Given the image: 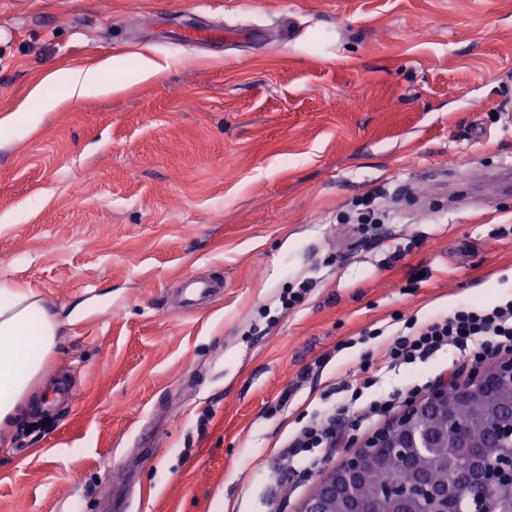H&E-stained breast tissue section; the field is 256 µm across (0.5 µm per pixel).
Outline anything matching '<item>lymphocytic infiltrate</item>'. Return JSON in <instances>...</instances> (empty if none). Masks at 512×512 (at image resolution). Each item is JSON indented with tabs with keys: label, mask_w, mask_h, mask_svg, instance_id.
I'll use <instances>...</instances> for the list:
<instances>
[{
	"label": "lymphocytic infiltrate",
	"mask_w": 512,
	"mask_h": 512,
	"mask_svg": "<svg viewBox=\"0 0 512 512\" xmlns=\"http://www.w3.org/2000/svg\"><path fill=\"white\" fill-rule=\"evenodd\" d=\"M448 348L457 350L462 360L471 363L512 351V299L485 306L462 303L423 320L406 319L383 343L361 353L350 386L349 405L358 406L359 418L365 422L386 416L395 407L417 398L422 387L415 384L364 400L365 390L375 383V373L426 360ZM341 438L342 429L335 415L311 414L285 444L289 471L318 469L338 449Z\"/></svg>",
	"instance_id": "lymphocytic-infiltrate-1"
}]
</instances>
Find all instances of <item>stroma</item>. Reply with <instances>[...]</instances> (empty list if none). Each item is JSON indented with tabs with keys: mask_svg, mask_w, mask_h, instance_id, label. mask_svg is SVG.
I'll return each instance as SVG.
<instances>
[{
	"mask_svg": "<svg viewBox=\"0 0 512 512\" xmlns=\"http://www.w3.org/2000/svg\"><path fill=\"white\" fill-rule=\"evenodd\" d=\"M140 54L161 73L66 98ZM509 94L512 0H0V281L61 326L0 512H297L298 419L339 412L340 458L373 431L341 410L360 337L512 298V190L452 192L512 166ZM191 275L223 298L180 310ZM101 72L98 68L69 70L65 75L66 98L81 99L112 91V86L103 82Z\"/></svg>",
	"mask_w": 512,
	"mask_h": 512,
	"instance_id": "35a3bbf8",
	"label": "stroma"
}]
</instances>
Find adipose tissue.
I'll return each mask as SVG.
<instances>
[{
	"instance_id": "1",
	"label": "adipose tissue",
	"mask_w": 512,
	"mask_h": 512,
	"mask_svg": "<svg viewBox=\"0 0 512 512\" xmlns=\"http://www.w3.org/2000/svg\"><path fill=\"white\" fill-rule=\"evenodd\" d=\"M59 336L55 314L34 292L0 283V430L21 415Z\"/></svg>"
}]
</instances>
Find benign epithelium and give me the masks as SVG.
<instances>
[{
    "mask_svg": "<svg viewBox=\"0 0 512 512\" xmlns=\"http://www.w3.org/2000/svg\"><path fill=\"white\" fill-rule=\"evenodd\" d=\"M505 381L512 382L511 352L496 356L489 364L472 366L462 378L437 382L321 475L298 512H367L359 488L376 469L388 464L373 449L397 448L403 456L407 449L421 453L440 448L450 437L466 459L462 467L448 457L452 484H433L424 471L406 472L403 483L384 488L389 512H447L448 496L474 483L483 490L481 512H512V393L502 396L500 407L479 430L448 410V388L457 390L460 402L466 403L498 391Z\"/></svg>",
    "mask_w": 512,
    "mask_h": 512,
    "instance_id": "1",
    "label": "benign epithelium"
}]
</instances>
